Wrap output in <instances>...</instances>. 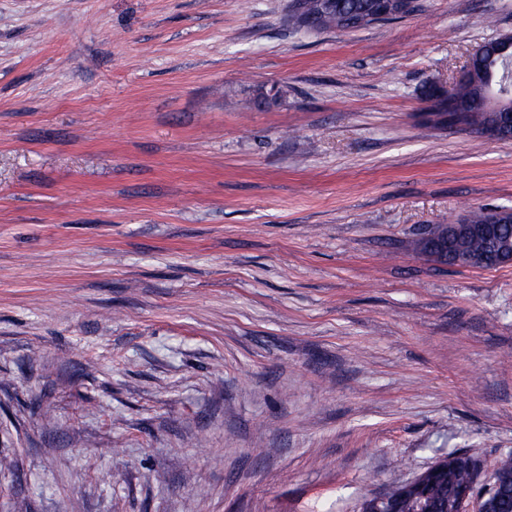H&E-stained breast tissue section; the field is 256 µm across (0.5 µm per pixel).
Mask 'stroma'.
<instances>
[{
	"label": "stroma",
	"mask_w": 512,
	"mask_h": 512,
	"mask_svg": "<svg viewBox=\"0 0 512 512\" xmlns=\"http://www.w3.org/2000/svg\"><path fill=\"white\" fill-rule=\"evenodd\" d=\"M290 5L0 0V512H359L512 453V265L410 247L512 208V143L420 116L512 0ZM343 2L336 8V13L328 14L323 22L322 29H339L349 27L352 20L356 21L358 28L375 23L368 12V0H341Z\"/></svg>",
	"instance_id": "35a3bbf8"
}]
</instances>
